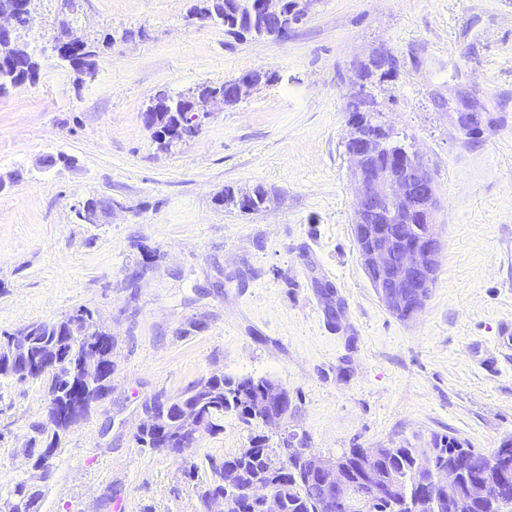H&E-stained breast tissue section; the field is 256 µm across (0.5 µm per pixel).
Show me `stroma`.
I'll return each mask as SVG.
<instances>
[{"label":"stroma","mask_w":512,"mask_h":512,"mask_svg":"<svg viewBox=\"0 0 512 512\" xmlns=\"http://www.w3.org/2000/svg\"><path fill=\"white\" fill-rule=\"evenodd\" d=\"M195 2L79 0L78 35L113 38L90 76L53 50L60 0H34L39 70L0 95V332L85 307L114 343L112 391L62 432L38 512H204L206 457L248 447L250 429L225 417L179 456L135 436L146 397L210 375L281 385L286 430L325 458L512 439V0H315L285 41L199 22ZM376 51L397 61L367 85L377 120L440 200L435 285L409 321L377 298L352 233L347 102ZM252 71L276 80L170 150L142 124L158 92ZM460 112L481 114L476 133ZM57 153L70 164L42 166ZM256 185L266 210L222 204ZM92 196L112 204L99 224L76 216ZM48 406L41 380L0 381L1 491L29 476L21 449Z\"/></svg>","instance_id":"stroma-1"}]
</instances>
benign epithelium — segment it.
Returning <instances> with one entry per match:
<instances>
[{"instance_id": "benign-epithelium-1", "label": "benign epithelium", "mask_w": 512, "mask_h": 512, "mask_svg": "<svg viewBox=\"0 0 512 512\" xmlns=\"http://www.w3.org/2000/svg\"><path fill=\"white\" fill-rule=\"evenodd\" d=\"M314 0H260L259 6L267 15L265 37L285 40L293 26L307 16ZM31 14V0H18L14 14H0V39L15 35L16 14ZM84 40L75 36L67 25L54 36L53 46L61 53L78 55ZM259 85L246 74L235 78L233 88L219 95L196 94L188 99L186 111L201 125L217 107L238 104ZM368 118L350 121L345 141V153L350 165L355 204L352 230L357 240V253L363 268L374 273V290L379 301L391 313L414 318L430 297L439 264L443 243L437 224L438 196L430 169L421 155L411 149L398 157L390 142L389 130L381 127L359 132L357 125L367 124ZM185 130L179 125L161 127L156 141L164 150L183 142ZM90 224H98L112 207L87 205L82 202ZM70 335L80 342L77 355L78 370L98 362L100 348L93 345V328L80 317L71 320ZM287 391L271 383L264 391V402L280 405ZM183 428L164 431L160 447L169 454L181 455L194 447L202 434L210 432L211 418L198 410L192 411L175 404ZM286 460L299 457L312 482L324 491L329 512H370L367 500L348 487L342 479L336 461L308 452L304 443L287 438ZM465 460L459 459L446 469L431 471L432 482L441 490L439 503L454 502L453 492L460 482ZM501 474L494 480L477 481L469 486L472 495L496 500L502 510L512 508V462L499 466ZM224 493L213 495L205 505L206 512H227L228 495L237 487V473L224 467ZM250 495L265 501L267 512H281L280 501L264 484H256Z\"/></svg>"}]
</instances>
